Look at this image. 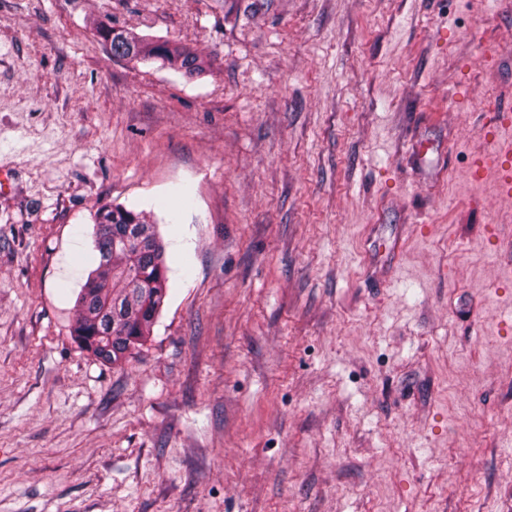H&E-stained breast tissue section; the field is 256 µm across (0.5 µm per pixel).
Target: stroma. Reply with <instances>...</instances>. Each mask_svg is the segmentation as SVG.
Instances as JSON below:
<instances>
[{
  "label": "stroma",
  "instance_id": "1",
  "mask_svg": "<svg viewBox=\"0 0 512 512\" xmlns=\"http://www.w3.org/2000/svg\"><path fill=\"white\" fill-rule=\"evenodd\" d=\"M507 139L512 0H0V512H512ZM109 203L167 256L115 364ZM99 30L105 33L104 41L107 45L109 53L113 57L137 58V57H162L170 64L181 59V67L188 71L198 69L196 66L197 57L192 54L177 53L173 55L169 49L160 45L151 46L136 36H130L122 31L112 29V26L102 24ZM93 221L96 267L77 296L72 336L83 350L114 364L141 344L163 305L164 248L143 211L103 206Z\"/></svg>",
  "mask_w": 512,
  "mask_h": 512
}]
</instances>
